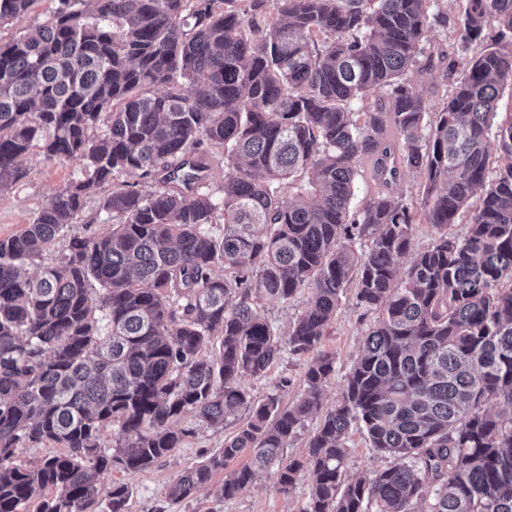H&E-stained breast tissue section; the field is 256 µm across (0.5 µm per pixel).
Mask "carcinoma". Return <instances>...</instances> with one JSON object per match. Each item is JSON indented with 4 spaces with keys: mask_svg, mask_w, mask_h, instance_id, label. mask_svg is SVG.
I'll return each mask as SVG.
<instances>
[{
    "mask_svg": "<svg viewBox=\"0 0 512 512\" xmlns=\"http://www.w3.org/2000/svg\"><path fill=\"white\" fill-rule=\"evenodd\" d=\"M35 2L0 0V25ZM235 2L58 0L0 42V190L35 145L86 174L0 238V512L35 499L36 512H129V486L103 501L96 476L151 468L191 434L175 427L186 414L216 427L239 412L246 423L175 478L171 502L247 449L222 502L273 468L284 496L308 477L300 512H512V117L497 120L512 0H463L453 20L433 0ZM450 22L436 108L407 74ZM209 146L224 184L201 192ZM368 158L383 189L355 208ZM406 172L423 178L437 231L424 247L393 192ZM123 173L153 189L114 184ZM106 185L111 231L70 233ZM465 213L467 234H449ZM52 249L60 261L39 263ZM351 285L374 321L322 414L336 361L321 344ZM306 287L308 308L277 332L260 308ZM286 355L311 357L300 397L254 401L241 378ZM317 414L306 455L285 456ZM352 428L393 464L349 478ZM46 442L64 451L14 463Z\"/></svg>",
    "mask_w": 512,
    "mask_h": 512,
    "instance_id": "1",
    "label": "carcinoma"
}]
</instances>
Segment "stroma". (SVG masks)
<instances>
[{
	"label": "stroma",
	"mask_w": 512,
	"mask_h": 512,
	"mask_svg": "<svg viewBox=\"0 0 512 512\" xmlns=\"http://www.w3.org/2000/svg\"><path fill=\"white\" fill-rule=\"evenodd\" d=\"M20 166L23 176L19 182L0 191V238L20 233L51 196L84 178L79 163L46 159L37 146L22 158ZM368 324V319L362 318L356 306L354 289H347L322 343L323 350L336 358V374L324 390L325 406H334L340 399L346 376L363 348ZM305 364V359L288 358L274 364L261 376L243 378L241 384L254 399L263 400L275 394L287 405L303 391ZM179 425L190 432L181 448L146 471L130 475L115 470L101 476V488L109 489L118 482L130 484L129 512H299L303 507L308 495L307 479H300L291 495L286 497L275 491V475L270 469L261 471L253 489L236 499L218 502L211 488H205L181 504H169L167 490L172 480L185 468L223 448L225 439L239 427L238 422L230 421L224 428H209L199 425L189 414ZM347 446L345 472L349 477L365 476L390 463L389 458L373 454L358 431L349 433Z\"/></svg>",
	"instance_id": "stroma-1"
}]
</instances>
